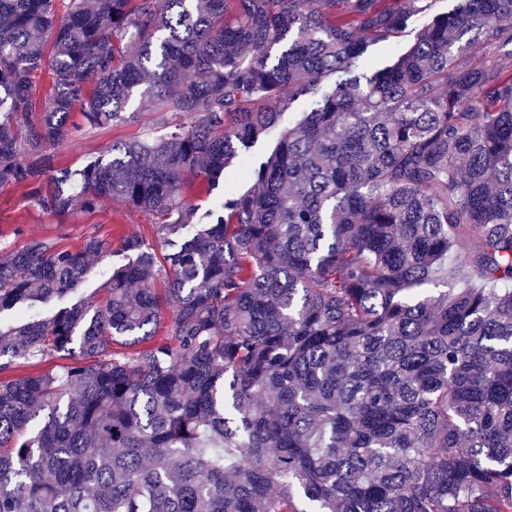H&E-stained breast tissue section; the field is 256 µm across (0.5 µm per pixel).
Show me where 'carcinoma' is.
<instances>
[{
    "label": "carcinoma",
    "instance_id": "carcinoma-1",
    "mask_svg": "<svg viewBox=\"0 0 512 512\" xmlns=\"http://www.w3.org/2000/svg\"><path fill=\"white\" fill-rule=\"evenodd\" d=\"M433 2L0 0V187L168 246L125 235L102 301L0 323V360L68 358L0 380V512H512V0L357 67ZM143 112L170 131L52 166ZM110 252L26 241L0 313Z\"/></svg>",
    "mask_w": 512,
    "mask_h": 512
}]
</instances>
